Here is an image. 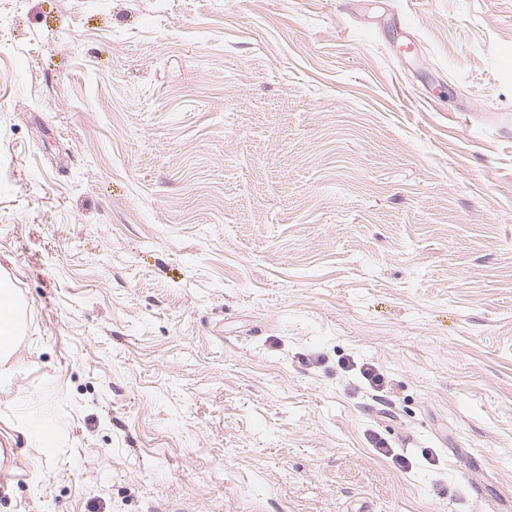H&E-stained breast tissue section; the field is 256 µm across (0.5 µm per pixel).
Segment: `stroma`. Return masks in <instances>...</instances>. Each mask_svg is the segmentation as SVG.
<instances>
[{
    "instance_id": "1",
    "label": "stroma",
    "mask_w": 512,
    "mask_h": 512,
    "mask_svg": "<svg viewBox=\"0 0 512 512\" xmlns=\"http://www.w3.org/2000/svg\"><path fill=\"white\" fill-rule=\"evenodd\" d=\"M1 278L0 512H512V0H0ZM14 293L11 288L6 286L0 280V355L9 354L14 344L3 346V335L9 334L20 325V307L13 298Z\"/></svg>"
}]
</instances>
